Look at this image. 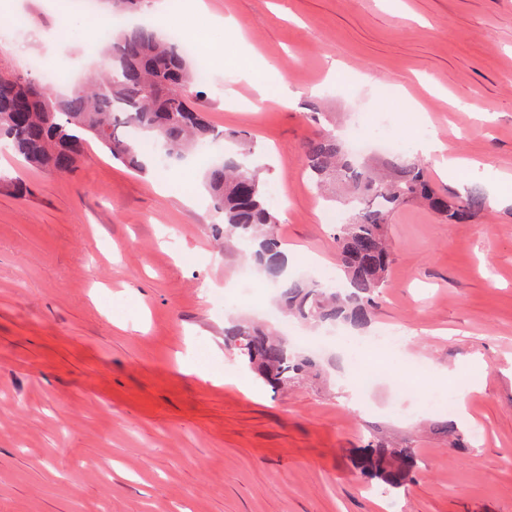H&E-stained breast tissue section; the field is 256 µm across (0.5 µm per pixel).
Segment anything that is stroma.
I'll return each instance as SVG.
<instances>
[{
	"label": "stroma",
	"instance_id": "35a3bbf8",
	"mask_svg": "<svg viewBox=\"0 0 512 512\" xmlns=\"http://www.w3.org/2000/svg\"><path fill=\"white\" fill-rule=\"evenodd\" d=\"M181 0L179 20L235 17L249 47L215 59L202 103L212 123L255 142L254 164L276 212L290 273L339 279L326 215L303 147L320 129L357 130L404 155L436 137L474 162L465 177L501 205L449 224L413 203L391 216L393 263L373 325L406 330L395 350H361L375 375L362 406L348 400L333 348L316 375L272 392L224 346L234 316L312 351L322 334L269 317L275 290L251 271L247 245L224 247L198 164L141 174L98 147L59 175L0 153V512H512V0ZM27 17L51 42L0 51L84 79L98 54L97 12L74 0H0V29ZM282 72L299 96L251 105L243 59ZM373 69L378 84L363 81ZM234 82L236 102L220 86ZM319 111V122L309 115ZM191 357L209 380L180 371ZM448 369L465 392L458 424L478 429L449 447L404 361ZM419 448L426 466L381 499L349 452L370 434Z\"/></svg>",
	"mask_w": 512,
	"mask_h": 512
}]
</instances>
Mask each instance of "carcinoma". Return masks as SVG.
Returning a JSON list of instances; mask_svg holds the SVG:
<instances>
[{
    "mask_svg": "<svg viewBox=\"0 0 512 512\" xmlns=\"http://www.w3.org/2000/svg\"><path fill=\"white\" fill-rule=\"evenodd\" d=\"M144 6L145 0H109L108 34L99 40L103 75L69 95L51 94L40 76L31 78L27 71L0 70V150L33 168L62 174L71 172L85 146L95 141L113 161L145 173L161 162L179 166L225 140L206 108L196 103L211 84L197 79L184 48L145 24H113ZM234 138L239 149L214 158L204 170L224 238L251 246V261L275 288L280 310L316 326L364 329L372 323L392 264L387 224L400 206L421 201L454 224H469L487 204L477 188L465 194L438 191L415 159L389 155L378 168L360 165L336 134L321 131L306 142L303 164L315 186L339 181L345 187L347 217L335 225L334 240L346 287L290 278L277 215L251 168L249 137ZM224 346L276 391L318 366L289 342L235 317L224 327ZM437 431L450 447L465 446V432L452 423L437 425ZM350 459L361 476L392 496L424 467L418 449L374 435L352 450Z\"/></svg>",
    "mask_w": 512,
    "mask_h": 512,
    "instance_id": "cac0c4a2",
    "label": "carcinoma"
}]
</instances>
